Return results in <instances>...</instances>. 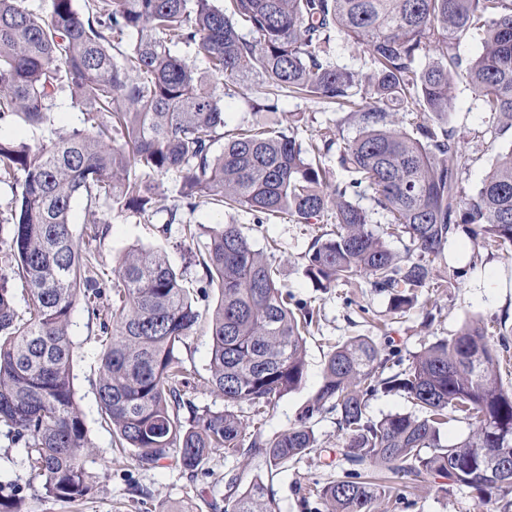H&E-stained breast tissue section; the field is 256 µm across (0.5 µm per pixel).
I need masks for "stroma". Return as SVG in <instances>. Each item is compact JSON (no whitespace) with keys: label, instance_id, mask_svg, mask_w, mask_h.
I'll return each mask as SVG.
<instances>
[{"label":"stroma","instance_id":"35a3bbf8","mask_svg":"<svg viewBox=\"0 0 512 512\" xmlns=\"http://www.w3.org/2000/svg\"><path fill=\"white\" fill-rule=\"evenodd\" d=\"M267 88L257 78L241 81L232 95L224 99L226 129L264 123L282 129H293L300 143L311 137L330 133L336 145H344L357 136V125L346 121L343 112L332 103L316 102L283 91L279 94L278 111L264 110ZM453 108L447 120L460 134L468 165L460 173L466 192H475L499 152L512 147V132L496 134L489 113L473 104V93L465 79L458 77L452 87ZM82 115L70 101H60L50 119L32 128L20 121L0 124V138L36 143L54 138L63 129L80 126ZM99 219L104 236L96 247L97 271L109 278L123 252L131 246L161 248L172 267L184 273L183 285L190 291L200 319L190 336L180 344L177 354L184 363L206 372L211 353L208 331L210 313L218 300L217 289H202L199 270L188 262L183 249V227L195 225L198 231L229 221L239 224L255 248L268 250L280 269L279 284L295 301L308 303L319 311V322L306 342V374L300 388L281 398L264 418L261 429L272 437L287 430L299 408L319 388L322 370L331 346L352 336L380 337V323H387L397 352L396 367L405 369L424 343L436 336H452L464 321L505 322L512 330V245L475 251L466 234H458L437 263L439 279H447L449 268L463 270V277L450 288L423 289L414 307L404 315L389 311L386 295L370 287L356 290L339 285L320 291L303 272V256L316 236L333 232L335 222L318 218L308 224L282 216L257 222L248 212L227 215L211 203H203L194 213L182 216L169 233L160 232L156 223H147L128 213L105 211ZM436 319L431 327L422 324L426 310ZM69 335L74 343L73 384L75 399L81 409L93 445L84 459L86 470L98 478L92 499L77 502H54L44 498L42 480L35 477L27 462L23 444L13 442L6 427H0V481L12 482L23 495L22 512H167L173 506H184L190 512H210L209 501H223L224 482L237 476L241 486L254 477H262L277 512H303L300 506L305 485L335 479L340 470L336 450L342 436L335 415L329 414L314 424L319 447L301 460L270 473L260 459L227 457L214 452L196 481L174 461L167 460L156 468H139L132 458L115 459L112 453V429L105 422L96 396L99 375L100 332L97 321L88 314L84 303L72 311ZM147 489L140 497L139 489ZM375 512H503L499 499L480 501L467 487H443L441 481L428 480L415 484H396L390 499L374 505Z\"/></svg>","mask_w":512,"mask_h":512}]
</instances>
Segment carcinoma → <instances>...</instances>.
<instances>
[{
    "label": "carcinoma",
    "mask_w": 512,
    "mask_h": 512,
    "mask_svg": "<svg viewBox=\"0 0 512 512\" xmlns=\"http://www.w3.org/2000/svg\"><path fill=\"white\" fill-rule=\"evenodd\" d=\"M48 2L44 13L28 0H0V123L39 126L62 98L83 115L82 126L46 143L0 139V182L15 186L0 212V232L9 225L0 239L8 268L0 273V426L24 442L45 498L80 501L97 487L83 466L90 439L74 397L68 334L82 298L105 336L100 409L115 447L142 469L171 458L193 481L219 449L277 469L318 448L313 421L334 412L341 472L305 489L303 509L314 499L326 512H372L390 496L372 479L377 470L397 481L446 479L511 507L512 485L487 479L494 466L512 470V387L500 378L486 326L464 322L398 372L390 371L388 343L346 340L327 356L321 385L293 426L269 438L251 424L302 384L314 320L310 306L288 301L271 257L237 224L206 231L196 265L219 297L203 377L177 355L199 312L162 251L132 246L104 280L91 246L104 235L94 220L104 208L148 222L164 209L170 224L202 198L265 219L307 223L326 214L336 231L304 255L313 287L364 278L389 297L390 310L407 312L435 283V263L459 232L477 248L512 244V151L468 194L459 174L469 157L446 121L464 64L454 50L480 29V52L464 64L474 99L499 133L512 131V0H225L222 9L213 0H92L86 14L73 0ZM338 34L365 46L369 71L331 59L327 46ZM179 45L206 69L174 55ZM426 52L433 60L420 70ZM252 75L348 112L359 133L336 155L348 181L329 187L325 168L309 157L329 152L330 138L306 150L270 126L224 130L215 81L228 93ZM397 110L411 129L396 124ZM169 173L176 181L167 193L155 178ZM364 191L385 230L354 202ZM77 199L93 217L82 244L69 222ZM388 237L404 241V252L392 251ZM15 279L26 293L21 311ZM202 388L222 397L224 409L197 405ZM378 392L404 393L418 413L369 416ZM459 417L470 431L449 442L442 429ZM225 490L224 512H275L258 477L241 490L232 476ZM20 504L15 488L0 484V512H19Z\"/></svg>",
    "instance_id": "1"
}]
</instances>
